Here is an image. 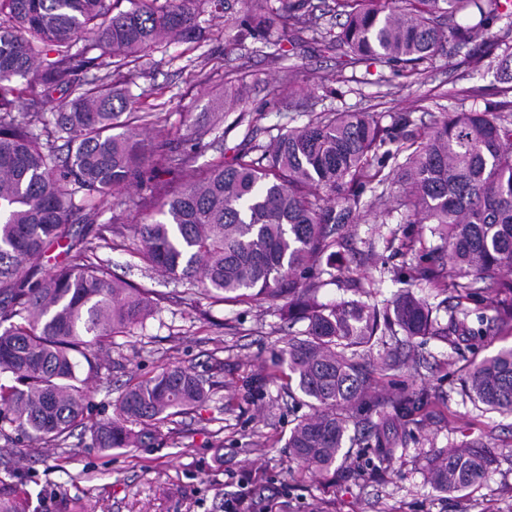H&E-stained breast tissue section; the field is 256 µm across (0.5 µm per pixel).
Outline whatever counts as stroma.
Here are the masks:
<instances>
[{"label":"stroma","mask_w":512,"mask_h":512,"mask_svg":"<svg viewBox=\"0 0 512 512\" xmlns=\"http://www.w3.org/2000/svg\"><path fill=\"white\" fill-rule=\"evenodd\" d=\"M205 18L200 38L152 53L128 84L138 111L169 116L164 129L144 128L147 141L169 132L180 148L192 151L197 169L218 156L269 145L322 112H372L386 126L407 112L423 131L444 114L492 110L512 100V65L505 63L512 33L502 20L481 28L477 16L459 15V24L477 28L468 51L444 44L408 75L380 62L339 68L335 52L310 32L281 66L270 61L264 40L226 27L223 14ZM472 52L482 55L480 65L470 63ZM236 75L243 76L247 94L243 106L228 113L224 82ZM318 80L323 90L299 105L300 89ZM148 194L147 185L135 184L99 208L96 228L118 221L126 229L113 247L99 249V257L118 276L151 290L158 303L144 325L113 337L108 378L88 379V418L112 415L129 383L171 366L203 376L210 398L165 424L161 443L132 451H101L80 428L64 449L34 447L14 436L10 457L0 463V487L24 501L28 512H224L225 501L245 485L254 490L250 512H512V414L475 406L461 387L469 363L512 346V328L494 321L505 295L487 290L471 305L468 323L475 337L452 343L415 339L409 360L392 370L382 359L401 338L377 336L365 357L372 399L355 409V431L367 437L372 426L382 425L395 457L382 463L372 451L354 447L334 472L319 473L298 464L286 446L294 420L310 408L271 376L276 351L304 323L288 322L280 303L264 299L239 305L179 299L185 284L146 270L136 256L129 227L147 217L138 203ZM356 214V223L343 225L336 236L319 301L360 299L382 306L409 292L448 324L457 311L452 293L412 279L414 259L400 248L410 235L421 251H431L439 239L429 225L408 223L390 190L375 182L365 185ZM404 390L427 396L422 411L407 420L391 406ZM475 439L487 441L497 456L479 486L448 494L427 484L428 457Z\"/></svg>","instance_id":"1"}]
</instances>
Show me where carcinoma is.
<instances>
[{
	"label": "carcinoma",
	"instance_id": "cac0c4a2",
	"mask_svg": "<svg viewBox=\"0 0 512 512\" xmlns=\"http://www.w3.org/2000/svg\"><path fill=\"white\" fill-rule=\"evenodd\" d=\"M129 3L125 10L122 2ZM224 0H0V422L34 444L67 447L82 426L103 451L144 448L152 429L208 398V382L168 367L128 386L113 416L85 423L83 369H110L105 342L153 315L144 289L112 273L96 255L97 209L155 170L185 171L192 153L166 137L147 144L140 126L160 127L161 112H135L121 85L132 63L154 49L202 30L200 5ZM344 18L336 34L343 63L378 59L412 72L435 57L446 37L461 49L473 31L512 14V0H334ZM472 10L479 21L462 26ZM316 26L309 0H265L247 15L246 31L272 41L271 59L285 57L281 37ZM61 92L52 117L42 104ZM390 128L371 112H327L281 134L254 159L248 151L219 159L202 177L179 186L157 184L148 197L155 218L132 225L147 267L172 280L199 283L215 302L263 297L283 300L288 319L303 320L299 337L277 353L288 392L308 399L312 413L297 420L287 447L318 472L336 465L353 423L349 410L365 400L370 372L363 351L379 326L410 339L475 335L462 300L480 295L477 281L512 295V102L499 110H460L412 142L395 173L381 177L378 150L408 126ZM397 188V209L411 224H430L441 252L419 254L418 277L451 279L459 315L438 326L432 309L406 292L380 310L361 300L317 299L324 255L336 225L354 214L356 191L373 180ZM82 225L81 230L73 225ZM69 261L25 284L48 249ZM474 402L512 413V347L485 357L463 380ZM424 395L401 394L406 418ZM495 463L480 440L450 448L431 461L427 478L445 493L467 490Z\"/></svg>",
	"mask_w": 512,
	"mask_h": 512
}]
</instances>
